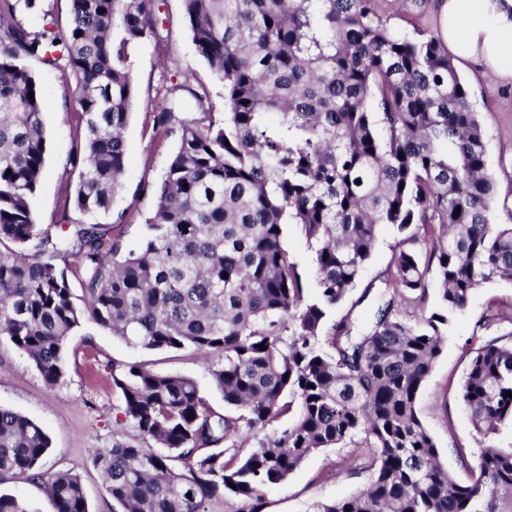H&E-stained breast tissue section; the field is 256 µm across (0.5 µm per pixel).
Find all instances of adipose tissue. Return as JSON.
Segmentation results:
<instances>
[{
	"label": "adipose tissue",
	"mask_w": 512,
	"mask_h": 512,
	"mask_svg": "<svg viewBox=\"0 0 512 512\" xmlns=\"http://www.w3.org/2000/svg\"><path fill=\"white\" fill-rule=\"evenodd\" d=\"M436 11L452 54L512 81V0H437Z\"/></svg>",
	"instance_id": "ef3b65f1"
}]
</instances>
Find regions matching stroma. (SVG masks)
Listing matches in <instances>:
<instances>
[{"instance_id":"obj_1","label":"stroma","mask_w":512,"mask_h":512,"mask_svg":"<svg viewBox=\"0 0 512 512\" xmlns=\"http://www.w3.org/2000/svg\"><path fill=\"white\" fill-rule=\"evenodd\" d=\"M380 11L402 33L420 29L436 31L438 18L432 0L409 8L404 0H380ZM162 16L168 36L163 42L144 41L130 47L129 63L139 87V99L125 131L127 164L123 186L109 213L99 223L113 222L125 214L122 238L125 248L137 246L141 226L155 206L154 191L171 156L178 148L177 135L157 136L152 113L165 107L172 87L185 72H192L209 94L213 111L224 109V86L215 78L192 42L185 21L183 0H163ZM44 101L43 123L48 153L30 205L35 224L58 232L63 220L81 221L72 205L79 171L69 159L83 140L74 111L65 99L58 70L29 61ZM472 92L487 137V158L498 182L500 196L512 197V84L482 75L478 65L461 69ZM399 241L384 229L372 258L348 298L331 314L332 321L348 317L364 321L372 311L381 276L390 266ZM512 332V283L493 281L476 289L447 336L445 348L424 382L418 399V416L434 439L442 464L458 479H466L478 451L476 432L460 400L470 351L485 340ZM139 362L163 374L192 378L216 410L224 402L209 374V363L188 350L151 351L127 344L111 330L87 321L66 341L63 380L46 386L34 366L7 338H0V406L39 423L51 445L42 466L77 473L84 485L89 512H113L95 455L113 440L133 436L124 425L122 401L112 388V365ZM363 447L354 442L327 448L308 456L289 477L265 491V512H312L314 505L358 492L370 474L361 467Z\"/></svg>"}]
</instances>
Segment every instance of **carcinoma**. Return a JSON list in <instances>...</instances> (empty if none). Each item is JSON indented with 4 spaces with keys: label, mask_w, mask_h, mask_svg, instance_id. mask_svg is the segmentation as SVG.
Instances as JSON below:
<instances>
[{
    "label": "carcinoma",
    "mask_w": 512,
    "mask_h": 512,
    "mask_svg": "<svg viewBox=\"0 0 512 512\" xmlns=\"http://www.w3.org/2000/svg\"><path fill=\"white\" fill-rule=\"evenodd\" d=\"M21 1L36 7L0 0V337L53 387L68 336L91 320L133 346L211 359L224 399L220 412L190 378L112 365L139 436L94 459L118 512H210L218 499L262 512L269 486L359 434L367 486L315 512H512V444L490 443L512 430V332L473 351L460 388L479 436L469 481L441 464L416 407L473 291L512 281V224L492 222L486 135L442 37L399 34L378 0H184L224 111L186 80L177 89L198 111L153 113V131L178 133L179 147L127 251L125 214L95 218L126 168L138 96L128 48L164 41L162 0H70L64 31L31 30L17 19ZM26 60L61 72L84 126L71 164L82 166L73 206L88 221L56 237L30 207L47 140ZM288 224L315 252L313 300L283 245ZM386 227L401 239L370 319L326 328ZM419 230L440 288L435 309L410 323L397 307L405 292L425 300L427 267L408 247ZM49 448L40 424L0 407V483L24 476L54 512H89L77 474L41 469ZM0 512L30 510L0 492Z\"/></svg>",
    "instance_id": "obj_1"
}]
</instances>
